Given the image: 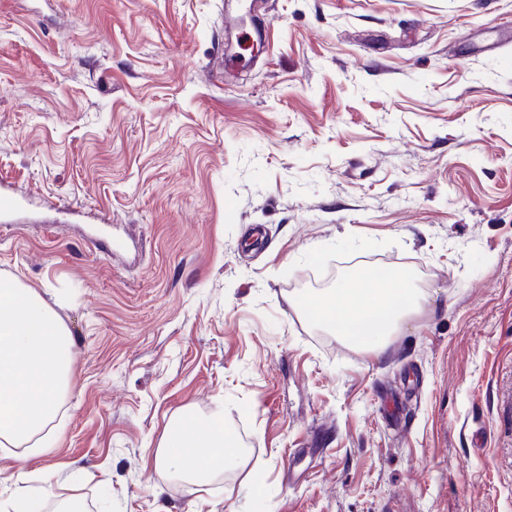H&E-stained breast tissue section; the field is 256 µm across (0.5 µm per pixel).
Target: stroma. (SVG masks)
Segmentation results:
<instances>
[{
	"label": "stroma",
	"mask_w": 512,
	"mask_h": 512,
	"mask_svg": "<svg viewBox=\"0 0 512 512\" xmlns=\"http://www.w3.org/2000/svg\"><path fill=\"white\" fill-rule=\"evenodd\" d=\"M1 192L73 347L0 512H512V0H0ZM377 262L379 356L307 308ZM219 411L224 472L156 465Z\"/></svg>",
	"instance_id": "stroma-1"
}]
</instances>
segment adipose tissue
Wrapping results in <instances>:
<instances>
[{"label": "adipose tissue", "instance_id": "obj_1", "mask_svg": "<svg viewBox=\"0 0 512 512\" xmlns=\"http://www.w3.org/2000/svg\"><path fill=\"white\" fill-rule=\"evenodd\" d=\"M418 294L402 274L375 288H359L344 281L311 301L315 321L351 343L383 353L386 340L412 309ZM224 426L213 422L197 427L187 421L176 425L155 454L159 467L193 474L223 471L229 461Z\"/></svg>", "mask_w": 512, "mask_h": 512}]
</instances>
